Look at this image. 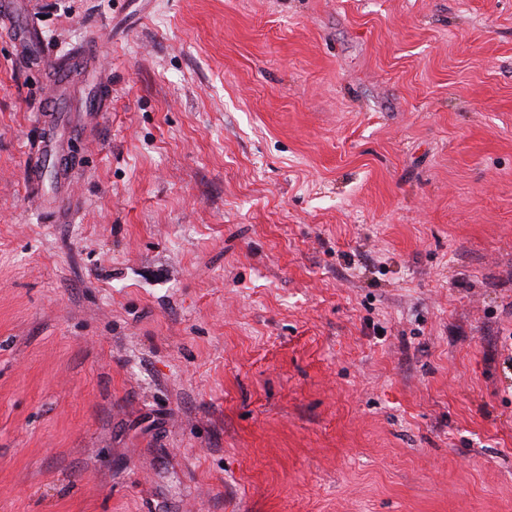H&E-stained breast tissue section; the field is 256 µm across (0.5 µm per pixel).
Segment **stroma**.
I'll list each match as a JSON object with an SVG mask.
<instances>
[{
    "label": "stroma",
    "mask_w": 512,
    "mask_h": 512,
    "mask_svg": "<svg viewBox=\"0 0 512 512\" xmlns=\"http://www.w3.org/2000/svg\"><path fill=\"white\" fill-rule=\"evenodd\" d=\"M29 5L0 512H512V0ZM89 39L101 111L50 116ZM69 126L59 214L25 165ZM70 74L65 69H58L56 72V82L52 88V94L48 98L50 106L56 112H67L69 101L65 94V88L69 84Z\"/></svg>",
    "instance_id": "obj_1"
}]
</instances>
